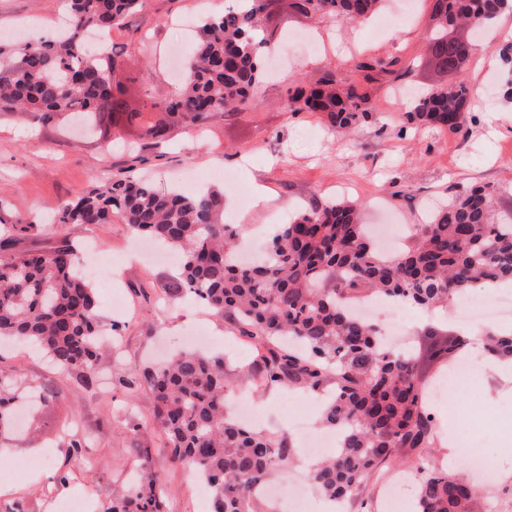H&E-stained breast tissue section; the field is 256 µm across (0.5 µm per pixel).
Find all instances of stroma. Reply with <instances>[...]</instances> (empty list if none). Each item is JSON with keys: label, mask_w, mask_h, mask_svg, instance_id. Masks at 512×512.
Segmentation results:
<instances>
[{"label": "stroma", "mask_w": 512, "mask_h": 512, "mask_svg": "<svg viewBox=\"0 0 512 512\" xmlns=\"http://www.w3.org/2000/svg\"><path fill=\"white\" fill-rule=\"evenodd\" d=\"M198 2L145 0L116 29L112 43L127 61L121 80L130 100L146 89H170L175 61L194 44L175 22L200 25ZM432 7L433 0H387L384 13L401 23L374 40L368 36L371 23L319 21L281 6L266 23L274 49L271 74L254 87L251 105L215 113L197 131L175 128L161 145L141 140L134 156L117 147L109 127L85 136L66 120L46 121L38 112L0 114V203L8 217L39 226L17 250L49 253L89 243L101 255L125 259L111 285L94 282L103 338L118 339L120 348L102 357L92 373L61 369L36 347L0 343V373L55 395L51 409H21L15 430L0 443L13 460L0 466V483L12 487L0 495V512H9L19 499L29 512H57L73 499L84 501L86 512H97L101 502L122 495L131 483L132 458L122 441L131 428L165 478L166 512H203L205 484L171 462L152 401L117 382L123 373L187 349V336L198 328L210 337L204 355L224 360L230 396L250 398L264 431L291 436L298 413L313 427L322 425L324 406L313 392L249 384L245 372L256 358L253 345L232 335L223 316L180 288L176 265L131 258L133 238L120 215L99 228L54 223L58 204L96 177L140 175L162 189L187 190L191 176H198L200 187L223 190L226 223L260 229L258 251L269 247L274 213H287L313 197L348 199L364 207L367 223L410 228L424 222L434 203L475 185L491 192L502 211L512 210V104L499 89L506 74L499 61L504 41H485L490 57L485 65L473 60L462 74L441 72L425 59ZM62 11V0H0V36L14 37L23 27L29 37H41ZM364 59H384L391 67L368 73L357 67ZM328 73L363 87L374 114L347 139L331 135L319 114L284 106L289 90ZM460 79L480 92L483 109L468 113L467 130L459 134L408 120L407 101L393 94L397 88H441ZM240 184L263 187V201L240 207ZM434 415L439 441L432 463H446L450 446L468 445L489 462L479 476L491 490L485 512H512V390L475 373L449 388ZM76 432L87 437L88 446L69 459L63 442ZM61 473L66 482L58 481Z\"/></svg>", "instance_id": "stroma-1"}]
</instances>
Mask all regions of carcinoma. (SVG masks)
I'll return each instance as SVG.
<instances>
[{
	"label": "carcinoma",
	"instance_id": "1",
	"mask_svg": "<svg viewBox=\"0 0 512 512\" xmlns=\"http://www.w3.org/2000/svg\"><path fill=\"white\" fill-rule=\"evenodd\" d=\"M67 33L27 44L0 42V112L19 109L69 117L81 127L104 120L164 140L176 126L192 128L213 113L247 105L262 76L268 39L265 19L271 0H232L224 13L203 21L185 59L178 90L165 102V117L149 115L159 106L144 94L131 107L123 83L110 76L126 67L121 52L102 59L88 49L89 29L106 33L140 10L144 0H67ZM382 0H291L310 17L361 23ZM512 10V0H435L430 16L429 54L437 65L459 71L471 45L448 38V26L463 23L472 38L488 21ZM470 96L459 82L425 91L410 118L458 133L464 129ZM292 112H315L338 134L367 121L372 112L355 84L332 75L288 97ZM224 191L157 189L135 177L103 178L57 208L60 224L104 226L121 214L131 234L164 243L178 256L181 284L233 332L257 349L253 365L263 383L299 385L312 391L331 387L323 422L339 433L336 453L311 474L329 500L350 499L380 467L403 450L416 454L420 473L416 512H478L476 487L429 463L436 447L435 418L421 385L422 364L379 348L376 326L348 314L347 293L398 299L421 308H445L454 295L491 281L512 282V218L498 220L495 201L474 187L434 211L419 225L411 245L394 256L381 252L360 224L357 205L310 199L274 234L263 259L244 263L239 240L244 229L224 223ZM38 225L0 218V250L11 249ZM430 325L424 330L429 358L445 367L467 346L461 335ZM38 346L65 369L92 371L101 352L99 298L70 248L41 255L13 252L0 259V337ZM486 350L512 358V334L491 332ZM146 391L173 463L198 474L210 491L211 512H260L254 487L266 483L293 458L290 440L239 422L225 399L224 360L180 354L165 364L120 379ZM26 391L0 374V435L11 429L16 403ZM130 452L138 477L127 491L101 503L98 512H164L162 480L149 456Z\"/></svg>",
	"mask_w": 512,
	"mask_h": 512
}]
</instances>
